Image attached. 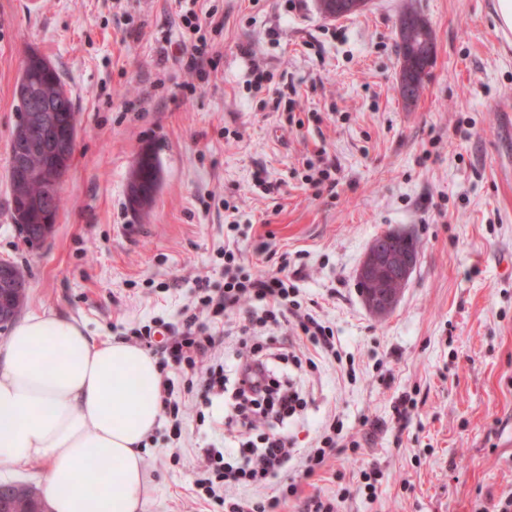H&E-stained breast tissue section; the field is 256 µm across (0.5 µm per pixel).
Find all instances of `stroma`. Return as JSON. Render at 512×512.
Returning <instances> with one entry per match:
<instances>
[{"mask_svg":"<svg viewBox=\"0 0 512 512\" xmlns=\"http://www.w3.org/2000/svg\"><path fill=\"white\" fill-rule=\"evenodd\" d=\"M498 0H370L331 20L317 0H0V259L28 277L24 314L55 312L96 339L178 323L196 276L224 285V224L247 227L278 270L299 254L298 285L328 320L355 378L294 372L307 401L288 430L296 452L341 413L362 443L337 455L282 512L348 490L344 512H494L512 493V33ZM415 8L436 54L415 100L397 83L396 24ZM212 13L211 62L181 64L180 16ZM59 72L79 120L55 231L28 247L10 216L14 86L30 52ZM152 148L162 182L128 202ZM339 184L316 193L312 167ZM412 233L419 262L390 315L366 308L355 272L381 231ZM418 408L407 427L395 406ZM212 422H161L145 459L143 512H213L196 498ZM378 462L377 499L363 462Z\"/></svg>","mask_w":512,"mask_h":512,"instance_id":"stroma-1","label":"stroma"}]
</instances>
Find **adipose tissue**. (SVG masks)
Listing matches in <instances>:
<instances>
[{"label": "adipose tissue", "mask_w": 512, "mask_h": 512, "mask_svg": "<svg viewBox=\"0 0 512 512\" xmlns=\"http://www.w3.org/2000/svg\"><path fill=\"white\" fill-rule=\"evenodd\" d=\"M156 360L35 313L0 345V465L46 463L51 512H140L144 445L161 421Z\"/></svg>", "instance_id": "1"}]
</instances>
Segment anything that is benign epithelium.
I'll return each instance as SVG.
<instances>
[{
    "mask_svg": "<svg viewBox=\"0 0 512 512\" xmlns=\"http://www.w3.org/2000/svg\"><path fill=\"white\" fill-rule=\"evenodd\" d=\"M327 17L344 18L364 11L368 0H318ZM397 38L402 50L398 74L400 91L414 100L410 89L427 73L435 56L432 28L411 15L399 17ZM16 100L21 112L13 134L9 159L11 186L37 184L35 202L12 198L17 230L31 248L40 246L53 233L58 213L54 201L61 192L76 147L78 128L67 112L68 94H54L21 74ZM39 151L47 163L35 166L30 154ZM419 260V248L405 232L386 230L367 247L356 271V283L367 309L377 317L389 315L400 301ZM27 277L10 261L0 260V329L19 313L27 294Z\"/></svg>",
    "mask_w": 512,
    "mask_h": 512,
    "instance_id": "7a95c632",
    "label": "benign epithelium"
}]
</instances>
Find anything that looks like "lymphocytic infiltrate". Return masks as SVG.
I'll return each mask as SVG.
<instances>
[{"instance_id": "obj_1", "label": "lymphocytic infiltrate", "mask_w": 512, "mask_h": 512, "mask_svg": "<svg viewBox=\"0 0 512 512\" xmlns=\"http://www.w3.org/2000/svg\"><path fill=\"white\" fill-rule=\"evenodd\" d=\"M241 226L229 222L223 249L224 285L211 289L197 281V300L180 324L164 329L145 325L132 334L141 346L159 354L160 368L176 365L196 377L204 393L225 395L224 446L204 450L194 482L199 499L224 512H279L299 492L298 478H309L336 455L358 453L360 443L330 416L311 448L294 453L286 422L306 406L294 381L279 384L275 366L292 362L315 368L317 360L342 363L333 328L305 306L295 276L277 272L243 273L236 245ZM237 345L231 361L217 359L226 339ZM258 485V497L244 487Z\"/></svg>"}]
</instances>
